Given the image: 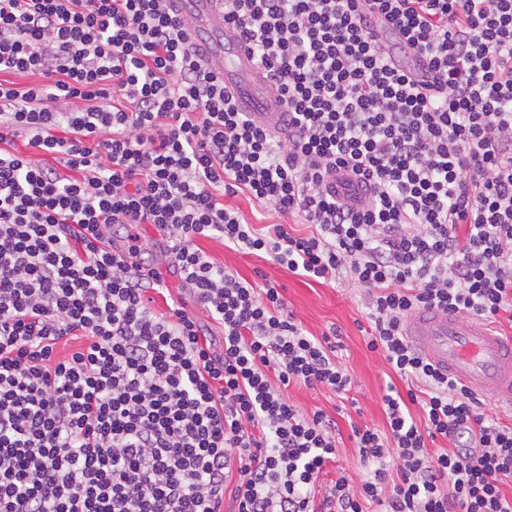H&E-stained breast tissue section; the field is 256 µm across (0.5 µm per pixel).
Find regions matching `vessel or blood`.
<instances>
[{
    "mask_svg": "<svg viewBox=\"0 0 512 512\" xmlns=\"http://www.w3.org/2000/svg\"><path fill=\"white\" fill-rule=\"evenodd\" d=\"M200 54L237 107L257 124L281 134L283 105L253 63L243 40L225 27L218 0H175ZM410 344L435 367L474 392L512 408V339L486 324L443 311L421 310L405 323Z\"/></svg>",
    "mask_w": 512,
    "mask_h": 512,
    "instance_id": "vessel-or-blood-1",
    "label": "vessel or blood"
}]
</instances>
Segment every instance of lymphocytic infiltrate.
I'll return each instance as SVG.
<instances>
[{
  "instance_id": "f902f5d3",
  "label": "lymphocytic infiltrate",
  "mask_w": 512,
  "mask_h": 512,
  "mask_svg": "<svg viewBox=\"0 0 512 512\" xmlns=\"http://www.w3.org/2000/svg\"><path fill=\"white\" fill-rule=\"evenodd\" d=\"M223 2L287 138L235 108L173 0H0V74L41 78L0 81V512H512V426L403 333L419 310L512 317V0ZM240 192L275 222H244ZM144 224L200 315L151 308ZM201 237L366 292L407 390L387 430L352 428L359 492L315 497L337 422L287 395L349 390L335 342Z\"/></svg>"
}]
</instances>
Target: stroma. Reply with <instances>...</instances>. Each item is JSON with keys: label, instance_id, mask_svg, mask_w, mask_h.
<instances>
[{"label": "stroma", "instance_id": "stroma-1", "mask_svg": "<svg viewBox=\"0 0 512 512\" xmlns=\"http://www.w3.org/2000/svg\"><path fill=\"white\" fill-rule=\"evenodd\" d=\"M212 261L249 281L266 275L268 281L280 287L282 295L306 334L322 336L336 329L341 347L337 351L340 366L350 375L351 388L345 395L322 389L293 386L287 391L289 399L306 414L324 410L334 415L340 430L337 461L328 465L316 483L317 494L334 484L338 469L351 477L352 490H359L365 470L357 460L350 439L352 425L368 424L385 429L386 417L382 398L388 385L405 389L404 381L395 380L380 353L368 347V310L361 288L348 281L331 285L298 277L274 263L262 253H247L225 248L218 239H199L196 242Z\"/></svg>", "mask_w": 512, "mask_h": 512}]
</instances>
